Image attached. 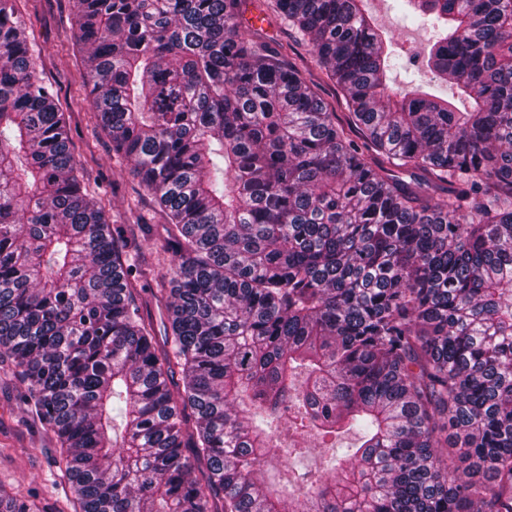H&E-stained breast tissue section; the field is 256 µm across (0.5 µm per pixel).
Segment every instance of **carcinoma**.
<instances>
[{
    "mask_svg": "<svg viewBox=\"0 0 512 512\" xmlns=\"http://www.w3.org/2000/svg\"><path fill=\"white\" fill-rule=\"evenodd\" d=\"M15 2L0 361L78 512H512V0H401L463 112L388 91L367 0H271L298 61L242 0H76L92 116L164 219L137 262ZM310 444L330 458L299 473ZM0 512L40 510L0 490Z\"/></svg>",
    "mask_w": 512,
    "mask_h": 512,
    "instance_id": "obj_1",
    "label": "carcinoma"
}]
</instances>
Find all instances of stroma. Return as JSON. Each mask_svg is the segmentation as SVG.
Instances as JSON below:
<instances>
[{
	"label": "stroma",
	"mask_w": 512,
	"mask_h": 512,
	"mask_svg": "<svg viewBox=\"0 0 512 512\" xmlns=\"http://www.w3.org/2000/svg\"><path fill=\"white\" fill-rule=\"evenodd\" d=\"M18 6L27 18L31 39L41 49L37 71L59 91L88 190L105 194L111 202V223L133 225L138 249L155 254L164 243L162 219L126 162L113 156L108 138L90 114L71 50L73 0H19ZM368 6L396 54L404 59L424 54L428 31L402 26L394 0H368ZM137 218L142 226H134ZM23 392V384L0 364V487L22 496L35 495L41 512H58L73 494L54 477L55 439L23 404Z\"/></svg>",
	"instance_id": "35a3bbf8"
}]
</instances>
